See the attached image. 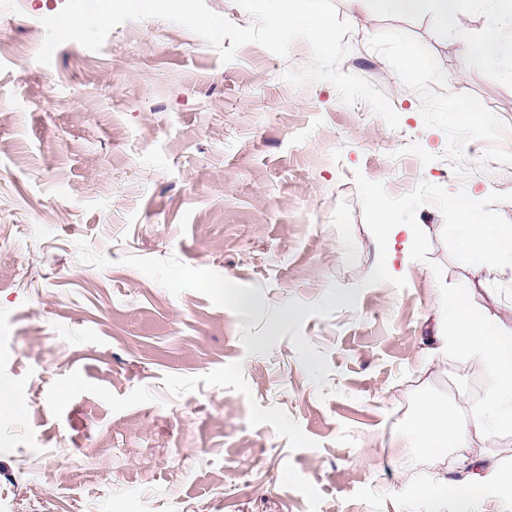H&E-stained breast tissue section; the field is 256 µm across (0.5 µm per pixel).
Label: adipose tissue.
<instances>
[{
  "label": "adipose tissue",
  "mask_w": 512,
  "mask_h": 512,
  "mask_svg": "<svg viewBox=\"0 0 512 512\" xmlns=\"http://www.w3.org/2000/svg\"><path fill=\"white\" fill-rule=\"evenodd\" d=\"M356 6H371L395 15L430 12L434 23L461 33V43L475 64L486 66L512 56V0H492L497 23L479 39L461 32V18L468 0H353ZM455 222L449 225L458 252L477 269H489L512 280V225L501 224L481 206L479 194L467 191L453 200ZM476 491L454 500L426 496L414 488L399 498L397 512H484L485 501L498 505V512H512V468L497 463L483 464L476 474Z\"/></svg>",
  "instance_id": "1"
}]
</instances>
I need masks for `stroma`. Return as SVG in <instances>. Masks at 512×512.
Listing matches in <instances>:
<instances>
[{"label":"stroma","mask_w":512,"mask_h":512,"mask_svg":"<svg viewBox=\"0 0 512 512\" xmlns=\"http://www.w3.org/2000/svg\"><path fill=\"white\" fill-rule=\"evenodd\" d=\"M333 2L340 70L398 128L284 81L301 40L225 63L147 19L43 65L65 0H0V381L25 404H0V512H394L415 486L460 494L467 459L512 466V436L413 465L396 431L419 388L466 411L484 388L437 350L439 282L512 326V282L448 235L471 189L512 225V58L481 67L429 15ZM377 203L429 262L399 244L385 264Z\"/></svg>","instance_id":"obj_1"}]
</instances>
